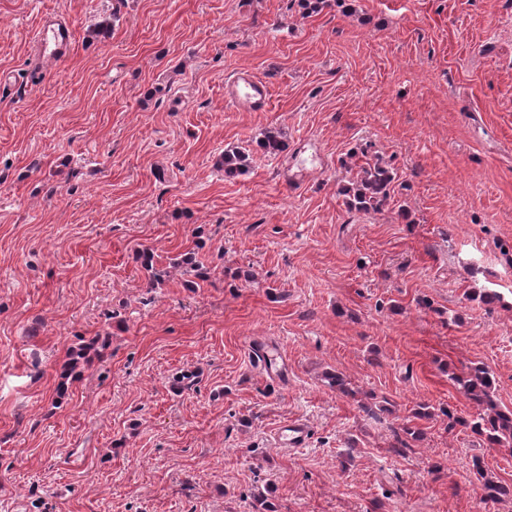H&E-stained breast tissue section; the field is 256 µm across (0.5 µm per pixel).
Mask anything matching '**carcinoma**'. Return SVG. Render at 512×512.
Here are the masks:
<instances>
[{
  "mask_svg": "<svg viewBox=\"0 0 512 512\" xmlns=\"http://www.w3.org/2000/svg\"><path fill=\"white\" fill-rule=\"evenodd\" d=\"M224 173L228 175L242 171L246 166V156L238 151H225L223 155ZM363 173L359 179L342 189L347 204L359 212L368 213L384 204L389 198L390 185L394 174L377 164L360 166ZM455 383L470 401L481 407V411L467 422L446 412L448 429L460 424L470 426L471 430L483 437L490 446L512 447V409L497 405L493 396L496 390L494 375L483 366H472L468 371L454 377ZM482 477V490L488 498H496L509 493V488L484 476L482 468H477Z\"/></svg>",
  "mask_w": 512,
  "mask_h": 512,
  "instance_id": "obj_1",
  "label": "carcinoma"
}]
</instances>
